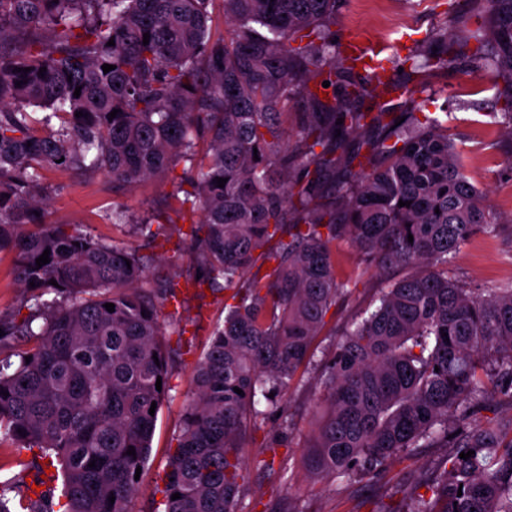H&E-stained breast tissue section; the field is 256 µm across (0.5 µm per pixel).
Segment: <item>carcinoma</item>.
<instances>
[{
  "label": "carcinoma",
  "instance_id": "1",
  "mask_svg": "<svg viewBox=\"0 0 512 512\" xmlns=\"http://www.w3.org/2000/svg\"><path fill=\"white\" fill-rule=\"evenodd\" d=\"M213 2L0 0V254L14 255L33 300L20 322L0 316V441L37 450L39 474L40 459L59 466L61 498L40 493L35 512H128L151 452L149 409L170 391L160 307L180 288L148 281L146 257L123 244L49 222L44 172L57 168L104 173L116 193L169 179L174 192L140 231L168 239L171 211L189 222L195 284L227 291L169 454L164 512H241L242 439L264 416L256 397L291 424L277 396L312 365L315 336L350 293L333 251L345 239L405 274L325 366L309 472L371 482L408 451L440 446L430 496L408 512H512V419H476L489 394L512 397V280L476 293L449 275L497 224L447 123L406 112L397 126L348 107L365 89L329 40L340 0H222V35ZM477 11L478 62L503 81L512 135V0H477ZM325 81L341 97H319ZM292 101L304 111L290 151ZM259 263L272 268L245 277ZM19 335L33 347L4 353Z\"/></svg>",
  "mask_w": 512,
  "mask_h": 512
}]
</instances>
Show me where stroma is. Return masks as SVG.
Here are the masks:
<instances>
[{"label": "stroma", "instance_id": "obj_1", "mask_svg": "<svg viewBox=\"0 0 512 512\" xmlns=\"http://www.w3.org/2000/svg\"><path fill=\"white\" fill-rule=\"evenodd\" d=\"M472 0H341L332 27L337 38L355 35L386 58L390 79L406 87L403 95L364 98L362 109L413 112L417 116L444 118L448 133L459 150L470 180L487 193L498 224V234L474 236L456 254L450 271L471 288H493L512 278V138L499 123L504 105L497 94L495 76L476 67V48L469 39L475 28ZM447 51L448 67L413 71L404 59L415 49ZM45 182L52 193L49 219L105 240H117L150 257V273L162 272L187 278L196 272L188 243L183 237L188 222L169 225L166 245H148L135 228L172 186L153 180L116 193L112 181L101 173L86 176L59 168L47 171ZM127 209L133 225L120 229L111 221L112 211ZM336 266L348 280L352 293L340 301L332 317L314 340L319 358H329L344 329L361 313L373 310L381 288L394 279L391 270L366 263L350 244L335 246ZM164 340L174 349L172 388L163 402L152 450L140 488L128 504L129 512H153L164 487L170 448L175 447L183 412L194 393L195 364L206 351L212 332L224 323V295L190 289L183 307L161 310ZM321 366L298 372L288 390L281 393L293 416L290 440H283L284 426L267 402L259 410L266 416L243 443L248 463L243 512H406L423 487L428 470L447 454L443 448H418L391 464L376 482L311 479L302 465L306 440L316 423V405L322 397L317 377ZM31 451L10 443L0 444V483L15 487L14 499L31 503L37 482L29 469Z\"/></svg>", "mask_w": 512, "mask_h": 512}]
</instances>
